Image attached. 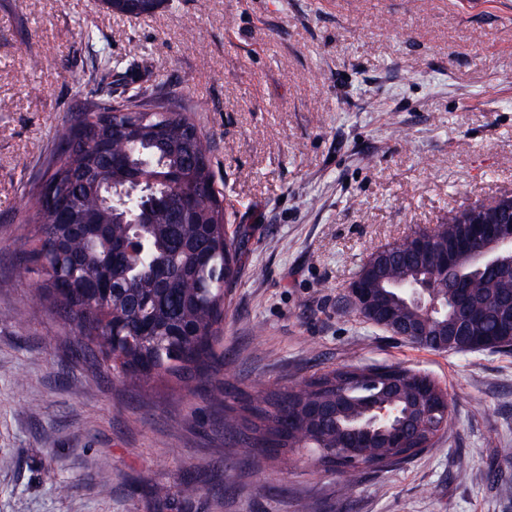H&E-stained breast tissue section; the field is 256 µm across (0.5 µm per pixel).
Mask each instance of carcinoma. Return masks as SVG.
Instances as JSON below:
<instances>
[{"mask_svg":"<svg viewBox=\"0 0 512 512\" xmlns=\"http://www.w3.org/2000/svg\"><path fill=\"white\" fill-rule=\"evenodd\" d=\"M137 85L136 93L112 101L100 97L103 85ZM164 83L148 69H122L107 61L86 94L80 113L66 121L57 137L59 165L47 168L53 203L43 205L31 190L37 225L22 271L40 267L47 299L76 323L113 370L148 382L167 378L187 383L214 368L223 324L226 289L235 282L242 253L226 236L230 224L211 163V138L189 110L142 112L132 121L115 115L126 101L164 100ZM462 232L455 218L431 230L417 228L385 244L389 261L354 277L368 288L393 294L394 283L427 282L436 289L440 309L425 315L401 304L403 317L423 326L425 335L404 340L437 350L433 333L455 319L460 300L448 281L434 274L432 256L416 247L430 236L440 250ZM454 275L465 279L468 302L480 311L479 350L512 351V336L498 332V311L512 304V258L497 264H462ZM398 365L347 364L310 377L298 389L275 393L265 406L238 403L234 427L247 454L295 450L307 443L297 429L312 408L330 414L318 422L325 447L383 448L387 435L364 428L369 403L399 409L404 431L422 426L445 432L448 392L435 381L429 390L437 404L420 417L407 395L387 386L386 371Z\"/></svg>","mask_w":512,"mask_h":512,"instance_id":"1","label":"carcinoma"}]
</instances>
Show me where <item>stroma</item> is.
Listing matches in <instances>:
<instances>
[{"label": "stroma", "instance_id": "obj_1", "mask_svg": "<svg viewBox=\"0 0 512 512\" xmlns=\"http://www.w3.org/2000/svg\"><path fill=\"white\" fill-rule=\"evenodd\" d=\"M159 74L215 140L244 238L210 381L119 376L15 266L28 194L99 53ZM512 194V0H0V512H512V352L394 339L344 307L362 260ZM446 387L432 447L347 480L246 458L230 405L345 364ZM112 473V486L97 474Z\"/></svg>", "mask_w": 512, "mask_h": 512}]
</instances>
